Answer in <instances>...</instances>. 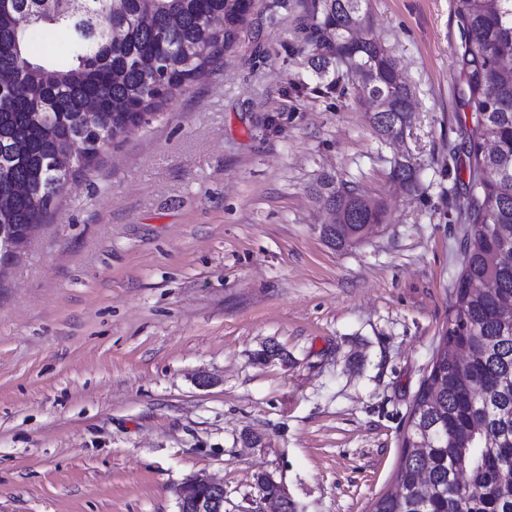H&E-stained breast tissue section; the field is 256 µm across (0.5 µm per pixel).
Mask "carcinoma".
<instances>
[{"label":"carcinoma","instance_id":"obj_1","mask_svg":"<svg viewBox=\"0 0 512 512\" xmlns=\"http://www.w3.org/2000/svg\"><path fill=\"white\" fill-rule=\"evenodd\" d=\"M84 11L60 3L52 15L38 0L25 12L0 0V70L24 73V81L0 102V189L16 183L15 197L0 235L7 240L46 216L57 198L51 161L76 136L77 115L86 99L112 113V133L155 115L184 87L205 75L237 40L252 8L250 0H83ZM366 0H305L297 31L315 47L310 64L316 92L339 90L341 62L361 97L378 103L385 121L370 118L383 139L403 136L411 90L385 45L370 33ZM464 45L459 56L463 106L475 114L464 142L470 160L466 215L472 226L463 267L454 283L448 326L420 388L402 436V457L393 489L372 512H512V0H454ZM213 18L223 26L209 24ZM124 32L110 43L109 27ZM36 29H61L65 53L36 60L29 53ZM56 74L45 85L40 71ZM46 112L53 137L33 132L29 113ZM392 176L415 188L413 166L398 162ZM315 196L338 216L323 237L332 246L359 244L364 225L385 223L383 204L353 184L325 174ZM491 284L486 291L472 283ZM469 485L455 484V471Z\"/></svg>","mask_w":512,"mask_h":512}]
</instances>
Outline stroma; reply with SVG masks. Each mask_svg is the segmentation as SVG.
<instances>
[{
	"instance_id": "stroma-1",
	"label": "stroma",
	"mask_w": 512,
	"mask_h": 512,
	"mask_svg": "<svg viewBox=\"0 0 512 512\" xmlns=\"http://www.w3.org/2000/svg\"><path fill=\"white\" fill-rule=\"evenodd\" d=\"M268 2L0 277V512H178L193 474L223 480L224 512L261 472L293 512H371L392 488L470 229L453 0L366 2L414 93L393 141L353 86L315 92L303 0ZM326 173L386 207L358 245L322 236Z\"/></svg>"
}]
</instances>
